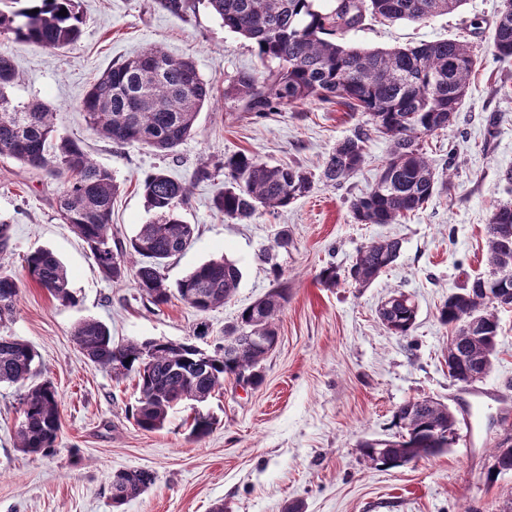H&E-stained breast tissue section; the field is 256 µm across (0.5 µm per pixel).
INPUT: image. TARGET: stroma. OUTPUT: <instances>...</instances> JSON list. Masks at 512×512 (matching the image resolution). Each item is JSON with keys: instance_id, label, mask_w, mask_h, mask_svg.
Instances as JSON below:
<instances>
[{"instance_id": "1", "label": "stroma", "mask_w": 512, "mask_h": 512, "mask_svg": "<svg viewBox=\"0 0 512 512\" xmlns=\"http://www.w3.org/2000/svg\"><path fill=\"white\" fill-rule=\"evenodd\" d=\"M85 23L76 43L38 48L5 41L18 77L14 102L35 99L54 113L59 135L79 141L120 186L112 204V231L128 240L154 220L139 189L148 173L164 170L189 182L181 213L195 227L191 246L170 259L163 273L176 283L197 266L220 257L236 263L242 279L234 298L201 313L180 301L155 306L133 280L116 284L99 273L80 238L63 224L56 198L63 183L0 157V225L8 245L0 268L22 280L13 318L0 336L30 344L40 379L55 386L61 431L54 453L21 451L16 430L23 419V388L0 384V512H112L109 481L119 469L143 468L153 485L122 512H504L512 503V471L494 470L493 450L512 428V306L497 308V352L489 372L473 384L448 375L449 326L438 309L449 294L486 276V224L493 208L512 204V59L500 60L493 28L502 0H465L457 11L422 21L366 19L344 35L360 49H393L467 38L478 61L453 123L425 139L436 169H447V194L397 224H361L353 197L374 184L388 143L366 144L365 162L343 186L316 184L306 197L247 224L225 220L213 204L224 188L225 156L245 152L272 165L320 173L336 143L354 133L360 113L308 101L263 118L242 111L233 79L238 72L267 76L254 44L225 28L203 0L183 15L158 0H79ZM159 47L191 59L212 83L214 98L198 116L197 132L174 156L134 145L115 147L96 135L80 104L112 64ZM208 166L210 179L193 175ZM291 242L279 251L280 275L257 254L280 230ZM391 237L402 243L394 265L366 288L320 284L332 264L346 270L362 246ZM48 249L66 266L72 305L53 299L27 278L25 259ZM288 290L278 321L279 340L263 363L264 381L243 389L225 381L205 405L220 420L206 438L189 439L190 404L179 405L164 428L139 430L128 415L137 393L133 378L95 367L73 332L86 318L107 324L116 342L195 339L202 349L224 339L239 310L276 286ZM417 306L410 336L388 333L377 310L394 291ZM432 397L457 419L456 440L444 453L394 469L365 464L364 440L395 432L393 415L404 402Z\"/></svg>"}]
</instances>
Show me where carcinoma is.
<instances>
[{"label":"carcinoma","instance_id":"1","mask_svg":"<svg viewBox=\"0 0 512 512\" xmlns=\"http://www.w3.org/2000/svg\"><path fill=\"white\" fill-rule=\"evenodd\" d=\"M224 27L255 44L260 57L275 64L264 79L249 71L237 74L234 88L243 111L265 117L281 108L306 101L333 103L361 112L364 126L336 143L321 170L322 180L344 184L365 159L372 135L389 140V153L373 188L351 200L361 224H396L424 207L433 195L448 189V178L423 152L421 138L452 123L464 102L469 78L477 64L473 48L464 41L443 40L395 50H361L342 42L349 30L367 16L385 20L419 21L458 9L463 0H334L326 10L315 0H204ZM67 9V15L60 10ZM84 23L78 0H0V38L21 40L41 48L74 44ZM493 45L500 58L512 59V0H506L495 25ZM11 56L0 51V156L32 170L65 178L57 197L62 223L87 244L103 278L124 281L133 271L141 295L159 306L176 297L200 311L222 307L235 295L241 272L226 259L197 267L176 285L168 284L161 268L186 251L194 227L178 211L190 193V184L164 171L148 174L140 190L148 210L159 220L140 226L127 243L112 233V198L119 185L112 170L100 165L75 141L56 135L53 112L42 101L17 105L8 91L14 84ZM213 86L191 60L175 59L158 47L112 66L90 88L81 111L88 125L118 146L146 145L173 153L196 127L197 118L212 99ZM314 187L312 174L299 167L269 166L247 153L224 157V191L214 207L224 218L245 223L259 212L286 208ZM512 236V205L493 208L486 226L487 261L492 280L512 289V248L503 232ZM288 231L260 250L258 259L271 265L275 252L288 249ZM401 242L386 238L361 247L347 271L357 288L371 285L399 257ZM27 275L63 305L75 303L64 264L49 250L27 258ZM21 282L0 271V323L16 311ZM395 292L378 311L381 325L396 336L413 331L414 302ZM287 294L273 288L243 308L236 322L224 327V344L206 351L188 341L112 342L105 323L81 321L74 340L95 366L116 376H134L138 398L131 410L135 425L147 432L162 429L170 413L184 401L202 404L224 389V380L247 376L251 386L263 381L262 362L277 341V321ZM495 302L474 286L448 296L439 320L454 328L448 340V359L462 357L457 382L471 384L483 374L469 373L481 362L491 366L498 322ZM477 313L486 324L485 337L472 339L464 317ZM263 337L244 341V332ZM36 354L12 336H0V384L27 387L22 398L23 420L16 438L22 451L46 455L54 451L61 429L58 392L45 380L34 382ZM216 418L194 410L190 436H208ZM400 428L393 440H369L359 445L363 461L389 469L443 453L455 440L456 421L448 406L432 399L410 400L394 414ZM154 483L145 469H120L110 478L112 508L119 510Z\"/></svg>","mask_w":512,"mask_h":512}]
</instances>
